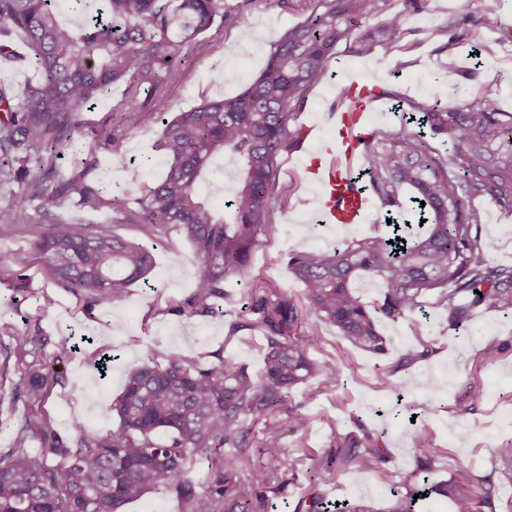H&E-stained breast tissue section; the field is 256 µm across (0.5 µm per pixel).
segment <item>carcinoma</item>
<instances>
[{"instance_id": "cac0c4a2", "label": "carcinoma", "mask_w": 512, "mask_h": 512, "mask_svg": "<svg viewBox=\"0 0 512 512\" xmlns=\"http://www.w3.org/2000/svg\"><path fill=\"white\" fill-rule=\"evenodd\" d=\"M72 2L79 9L75 22L61 18L56 0H0V58L11 56L9 38L19 32L37 73L20 97L0 84V182L21 184L0 213V229L26 223L35 199L45 206L72 201L112 211L110 224L51 221L30 241L56 287L89 306L106 307L131 285L149 283L154 267L152 251L117 235L114 225L138 224L152 235L177 228L193 247L197 271L192 291L171 301L170 311L188 318L224 316L228 340L259 332L264 367L254 374L220 353L200 366L148 348L130 361L123 390L112 402L118 422L93 431L72 420V448L59 423L41 412L58 382L49 369L58 359L55 342L37 320L24 329L1 323L0 335L10 343L0 373L14 366V390L33 413L20 423L15 447L0 458V512H123L130 500L155 490L175 493L183 512H261L265 494L284 487L296 467L286 459L284 432L304 433L312 426L293 391L314 379L305 392V399L314 400L341 384L338 363L312 357L310 320L328 323L338 339L383 356L385 325L409 320L421 328L417 315L427 296L446 313L450 329L464 326L480 307L512 313V266L490 257L474 205L486 199L512 211V113L501 110L489 84L450 109L380 90L396 107L408 106L409 117L396 129L373 131L365 145L368 187L385 211L407 209L416 223L407 225L402 241L343 238L330 248L290 253L287 273L302 284L297 299L271 281H244L253 253L276 230L279 160L300 146L297 115L329 70L336 46L358 32V54L392 48L406 33L407 12L388 11L390 0H306L304 20L285 31L258 77L234 97L204 98L169 120L145 111L140 96L164 86L188 43L217 23L237 24L227 0H102L103 9L94 6L96 0ZM380 14V25L360 31ZM464 20L452 14L427 30L428 39L443 42L441 49L448 51L450 62L438 70L443 79L454 71L451 50L473 36ZM117 84L125 90L114 111L135 122L112 124L107 148L118 153L136 123L155 127L162 176L146 183L142 167L124 168L125 183L140 186L141 193L119 198L109 185L92 181L98 164L92 155L79 159L67 177L43 167L32 171L29 164L73 142L82 109ZM440 138L448 141L446 156L433 146ZM219 155L237 168L222 211L198 192L200 183L215 176ZM361 280L377 285L378 298L364 299L354 288ZM233 281L245 282L240 307L222 311L217 302L228 299ZM433 354L426 341L408 345L385 382L401 388L405 380L390 377ZM461 385L457 376L448 379L450 388ZM464 399V410L472 411L482 395L466 385ZM351 420L355 430L336 434L330 450L305 449L309 485L296 512H380L365 499L336 503L319 491L349 466L387 474L384 441L359 417ZM31 440L40 448H28ZM254 448L261 455L256 464L250 461ZM193 456L207 462L203 485L185 468ZM413 457L415 466L398 473L405 492L394 491L386 512H413L418 477L432 466L431 449L417 441ZM477 481L461 463L451 482L428 492L451 497L457 512H482L491 502L476 490Z\"/></svg>"}]
</instances>
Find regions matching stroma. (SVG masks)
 Segmentation results:
<instances>
[{"label":"stroma","mask_w":512,"mask_h":512,"mask_svg":"<svg viewBox=\"0 0 512 512\" xmlns=\"http://www.w3.org/2000/svg\"><path fill=\"white\" fill-rule=\"evenodd\" d=\"M465 0H428L424 9L410 14L404 44L411 50L405 55L408 68L392 75L395 50L375 48L369 55L358 56L348 42L340 43L327 75L315 85L309 100L298 115L299 122L314 123L315 136H335L333 125L323 122L329 106L336 103L342 86L358 79L375 89L390 88L406 96L422 99L436 96L442 106H454L471 98L481 84H492L503 109L512 112V45L501 46L497 31L512 27V0H500L496 12H473L470 28L475 32L474 45L490 50L489 69L480 70L476 78L451 75L433 82L440 54L435 43L428 41L427 29L448 14L461 10ZM237 11L239 20L230 28L214 26L184 49V62L166 88L148 98L154 112L172 117L189 109L201 99L234 96L240 86L259 74L275 43L289 27L299 23L300 13L288 12L275 0H227ZM233 80H225V73ZM122 95L121 88L97 101L94 108L81 114L82 127L77 146L99 158L96 179L111 185L113 191L124 188L122 165L146 163L148 176L162 172L163 162L154 147L153 128L133 130L123 146L121 156L111 155L104 144V130L112 124V106ZM307 155L295 152L281 161L278 180L281 186L295 184L296 190L287 204L276 208L278 229L274 237L255 251L250 274L277 282L292 294H299L300 284L288 276L283 258L289 251L321 249L332 245L336 232L312 229V189L302 179ZM479 207L483 218V236L490 245L491 256L499 263L512 265V213L483 201ZM67 221L98 224L108 221L107 211H89L67 203L48 212L41 201L31 202L28 221L13 225L0 234V320L24 328L26 320H40L54 341H66L54 370L59 381L43 410L58 423L78 418L95 430L112 427L115 417L108 406L121 391L128 360L145 346H155L160 354L179 353L199 363H208L213 354L259 370L262 358L259 338H224V320L220 317L191 319L170 314L169 302L187 295L194 286L196 265L193 249L176 228L147 235L135 224H120L116 232L129 240L152 248L156 267L149 285L131 286L124 298L110 308L87 306L73 296L55 288L39 260L30 254L29 243L39 225L51 217ZM25 279L24 290H17L18 279ZM51 294L54 306L41 312L39 301ZM429 320L423 328L427 341L436 353L425 362L405 371L407 385L403 391L378 386L377 373L387 371L398 354L415 337L408 321L389 324L386 335L389 352L377 357L339 342L335 328L318 324L314 356L320 360L340 361L347 409H340L330 394L308 402L306 410L313 418L306 437L286 434L283 445L290 456H300V441L323 451L328 449L334 432H348V412L361 414L367 426L385 433L391 448L389 469L399 472L413 465V445L422 441L426 447L440 449L435 460L432 480H449L458 462H465L490 480L496 512H512V461L496 458L495 448L512 441V315L492 310H475L464 332L450 330L445 313L433 303H426ZM497 347L494 360L483 358L486 347ZM111 354L112 366L99 374L93 366L102 354ZM479 384L484 400L470 413H459L461 390L449 389V375ZM30 408L25 399L12 391L11 385L0 387V456L14 446L18 421ZM421 419L410 422L412 414ZM468 446L465 459H458L459 446ZM390 480L364 473L356 468L342 472L337 481L324 490L329 499H371L377 507L391 505Z\"/></svg>","instance_id":"1"}]
</instances>
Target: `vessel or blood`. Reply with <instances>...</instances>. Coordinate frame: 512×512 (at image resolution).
<instances>
[{"label":"vessel or blood","mask_w":512,"mask_h":512,"mask_svg":"<svg viewBox=\"0 0 512 512\" xmlns=\"http://www.w3.org/2000/svg\"><path fill=\"white\" fill-rule=\"evenodd\" d=\"M368 101L345 104L336 127L341 140L319 141L307 171L319 187L316 220L328 227L366 223L372 211V199L353 186L361 162V140L366 137L369 119Z\"/></svg>","instance_id":"b4317fda"}]
</instances>
